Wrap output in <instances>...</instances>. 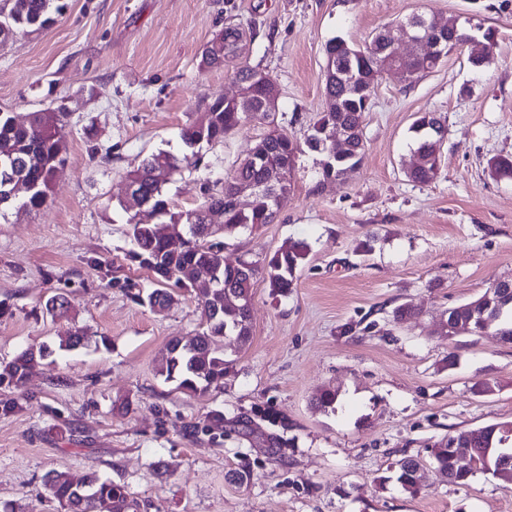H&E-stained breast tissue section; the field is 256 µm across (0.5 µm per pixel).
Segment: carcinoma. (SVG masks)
I'll use <instances>...</instances> for the list:
<instances>
[{
    "label": "carcinoma",
    "mask_w": 512,
    "mask_h": 512,
    "mask_svg": "<svg viewBox=\"0 0 512 512\" xmlns=\"http://www.w3.org/2000/svg\"><path fill=\"white\" fill-rule=\"evenodd\" d=\"M61 10L58 0H13L9 11H0V44L27 33L32 27H46L53 21V15ZM243 33L242 25L230 22L219 35L220 43L205 47L201 54L204 66L233 64L239 93L232 98L214 100L204 121L181 130L185 147L182 157L158 152L127 173V183L147 201L142 211L128 219L136 245L129 258L152 271L161 284L148 294V304L160 306L169 302L172 294L165 285L172 281L183 288L192 287V280L184 276V271L189 268H204L212 277V288L200 293L202 331L186 343L180 339L171 340L162 359L161 374L165 381L190 394L223 385L228 364L226 352L238 351L250 336L251 311L240 308L238 301L226 300V292L252 293L258 270L251 265L250 275L246 276L238 267L224 263V234L274 221V195L288 193L286 167L293 166L296 155L301 152L296 141L274 129L251 148L250 154L255 157L252 163L238 166L229 179L208 180L203 184V201L185 213V221L175 219V214L170 211V201L157 172L176 171L182 163L198 165L201 156L196 148L200 144L222 142L224 136L246 120L266 117L258 83H272L274 79L250 66L236 53ZM423 34L456 46L471 41L468 29L455 19L449 20L444 29L425 30ZM325 55L324 92L336 98V110L321 113L310 134L340 127L346 132L348 148L332 159L329 154H323L324 159L330 160L321 165L320 176L324 182L346 177L361 162L363 115L371 104L359 89L377 84L381 74L389 69L405 68L418 77L438 66L435 60L428 63L411 55H395L391 42L381 34L363 48H356L336 37L327 42ZM433 123V113L420 112L410 127L417 163L407 171V176L420 184L434 181L440 171L433 147ZM65 127L66 115L62 112H31L23 119L10 112H0V163L7 164L10 171L7 179L0 175V217L16 206L34 210L46 203L56 170L62 164L60 142ZM491 171L499 179H512V156L494 158ZM270 179L273 184L252 198L248 210L243 212L237 208L234 197L238 184H261ZM216 211L223 213V223L209 230V213ZM305 258L306 250L301 244L284 246L274 254L267 266V281L272 292H288ZM86 335L88 331L85 329L71 330L61 340L59 348L76 349L83 345ZM53 354L54 350L44 345L1 363L0 388L19 389L41 361ZM449 439V435L443 437L431 450L437 470L448 469ZM467 443L477 458L486 448L501 447L500 435H492L487 425L470 429ZM400 462L404 469L397 470V477L406 478V491L418 494L420 488L414 480V472L420 460L407 456ZM50 489L66 512H138L137 503L130 499L125 487L111 481L57 473L50 480Z\"/></svg>",
    "instance_id": "carcinoma-1"
}]
</instances>
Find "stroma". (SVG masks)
I'll list each match as a JSON object with an SVG mask.
<instances>
[{"label":"stroma","mask_w":512,"mask_h":512,"mask_svg":"<svg viewBox=\"0 0 512 512\" xmlns=\"http://www.w3.org/2000/svg\"><path fill=\"white\" fill-rule=\"evenodd\" d=\"M60 2L47 28L0 46V112L67 114L47 204L0 218V362L55 349L0 415V501L60 512L49 479L70 472L125 485L139 512H512V488L482 472L448 484L429 456L448 434L512 424V344L439 334L448 308L512 278V181L490 170L512 155V0ZM415 12L496 29L491 64L473 69L460 46L414 82L384 73L345 180L321 181L320 155H297L274 222L224 238L225 263L259 269L249 341L222 387L176 390L159 363L172 339L200 332L199 298L129 296L154 281L127 258L126 174L152 153L182 155L181 129L236 93L231 68L201 66L203 48L227 22L252 26L247 61L276 80L274 125L301 143L326 109V42L361 47L385 29L410 52L402 24ZM420 112L447 128L429 184L406 175ZM269 127L247 121L203 145L199 168L167 180L172 212L195 209L203 183L230 177ZM293 243L306 259L288 293H272L263 271ZM57 294L70 308L54 317ZM402 305L415 316L396 319ZM75 328L85 346L59 349ZM320 389L336 392L335 410L316 409ZM406 454L425 469L415 495L395 480Z\"/></svg>","instance_id":"1"}]
</instances>
